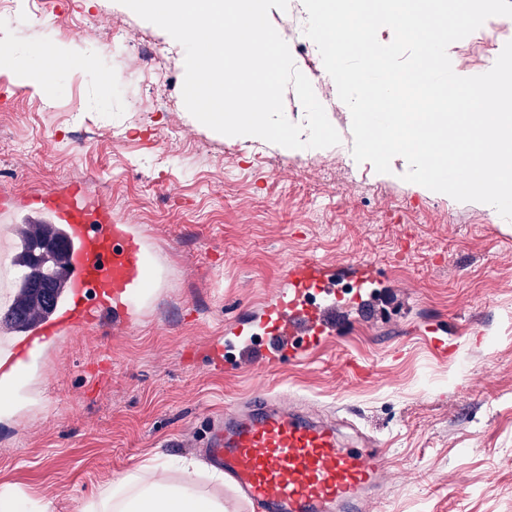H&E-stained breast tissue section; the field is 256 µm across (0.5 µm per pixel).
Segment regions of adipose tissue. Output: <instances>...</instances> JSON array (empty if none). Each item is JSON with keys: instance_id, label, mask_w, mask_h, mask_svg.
<instances>
[{"instance_id": "obj_1", "label": "adipose tissue", "mask_w": 512, "mask_h": 512, "mask_svg": "<svg viewBox=\"0 0 512 512\" xmlns=\"http://www.w3.org/2000/svg\"><path fill=\"white\" fill-rule=\"evenodd\" d=\"M43 48L36 47L0 58L18 80L45 89L54 82L59 65L79 67V59L66 49L52 52L46 63ZM82 512H227L222 495L205 489L196 472L183 460L160 453L113 479Z\"/></svg>"}]
</instances>
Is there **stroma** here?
Returning <instances> with one entry per match:
<instances>
[{"mask_svg": "<svg viewBox=\"0 0 512 512\" xmlns=\"http://www.w3.org/2000/svg\"><path fill=\"white\" fill-rule=\"evenodd\" d=\"M306 18L302 0L269 14L307 75L322 58ZM497 22L493 39L449 46L454 70H490L512 41V17ZM0 32L8 49L62 45L85 62L47 92L0 71V190L23 201L85 181L165 274L130 326L79 327L30 359L17 404L0 405V487L79 512L155 452L202 461L210 417L265 390L388 449L374 512H512V226L356 162L328 73L312 86L341 142L289 153L191 116L183 47L119 0H10ZM307 254L378 263L368 316L342 310L307 360L260 373L250 350L210 372L208 343L259 313Z\"/></svg>", "mask_w": 512, "mask_h": 512, "instance_id": "35a3bbf8", "label": "stroma"}]
</instances>
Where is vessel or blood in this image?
Wrapping results in <instances>:
<instances>
[{
	"mask_svg": "<svg viewBox=\"0 0 512 512\" xmlns=\"http://www.w3.org/2000/svg\"><path fill=\"white\" fill-rule=\"evenodd\" d=\"M64 228L67 294L40 324L0 343V378L20 373L27 360L79 325L130 322L136 304L159 283L162 271L146 241L132 225L112 221V209L77 181L62 191L28 202ZM287 288L279 290L259 318L241 317L231 336L215 343L223 349L260 344L269 359L295 362L317 350L334 309L361 303L378 280V270L360 264L348 291L314 257L286 269ZM207 460L224 472L233 489L256 512H371L390 475L387 449L372 436L343 438L336 423L315 418L287 396L255 394L245 405L228 406L213 422L204 448Z\"/></svg>",
	"mask_w": 512,
	"mask_h": 512,
	"instance_id": "b4317fda",
	"label": "vessel or blood"
}]
</instances>
